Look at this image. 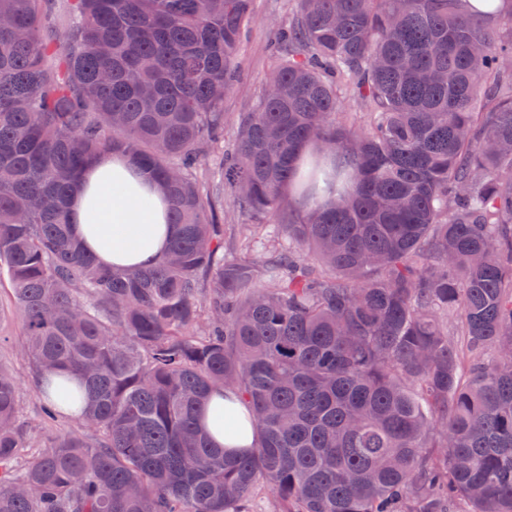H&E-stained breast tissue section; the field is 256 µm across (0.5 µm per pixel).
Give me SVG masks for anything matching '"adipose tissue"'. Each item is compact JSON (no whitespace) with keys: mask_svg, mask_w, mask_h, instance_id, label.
<instances>
[{"mask_svg":"<svg viewBox=\"0 0 512 512\" xmlns=\"http://www.w3.org/2000/svg\"><path fill=\"white\" fill-rule=\"evenodd\" d=\"M124 186L122 197L106 202L109 184ZM74 234L82 246L104 263L145 265L165 250L172 233L167 203L155 182L143 177L120 153L94 163L82 175L73 199ZM226 404L239 421L235 434L211 426L217 445L231 450L252 447L250 410L236 394Z\"/></svg>","mask_w":512,"mask_h":512,"instance_id":"1","label":"adipose tissue"}]
</instances>
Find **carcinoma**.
<instances>
[{
	"instance_id": "carcinoma-1",
	"label": "carcinoma",
	"mask_w": 512,
	"mask_h": 512,
	"mask_svg": "<svg viewBox=\"0 0 512 512\" xmlns=\"http://www.w3.org/2000/svg\"><path fill=\"white\" fill-rule=\"evenodd\" d=\"M251 2L71 0L58 35L0 0V267L44 417L75 422L31 435L0 368V512H251L264 484L275 512H512V9L294 0L220 224ZM114 152L176 228L149 267L71 233ZM227 390L243 455L202 424ZM228 398L217 399L214 403L227 405L229 410L235 415L239 421V429L233 435L224 434V428H220L216 424H211V404L207 405L203 410V418L206 427L211 431L215 443L224 446L230 450H243L251 448L254 443V436L249 423L250 410L247 405L238 397L234 391L229 390Z\"/></svg>"
}]
</instances>
